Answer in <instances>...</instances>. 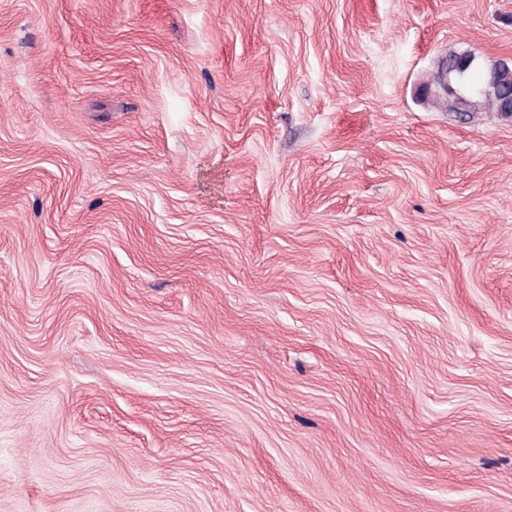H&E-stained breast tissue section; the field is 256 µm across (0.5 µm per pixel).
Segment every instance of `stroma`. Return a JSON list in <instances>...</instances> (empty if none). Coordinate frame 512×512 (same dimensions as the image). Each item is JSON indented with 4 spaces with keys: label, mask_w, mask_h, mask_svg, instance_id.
<instances>
[{
    "label": "stroma",
    "mask_w": 512,
    "mask_h": 512,
    "mask_svg": "<svg viewBox=\"0 0 512 512\" xmlns=\"http://www.w3.org/2000/svg\"><path fill=\"white\" fill-rule=\"evenodd\" d=\"M512 0H0V512H512ZM480 68L474 67L470 69L466 75L458 77L455 79V84L460 88L462 96H456L451 91H444V94L447 96L446 99V107H448V111L450 112H472L478 106L488 107L495 112H503L504 114H511L512 107L509 108L508 105L504 104L499 98H497L494 92H487L481 96H472L468 92L469 87L473 89H480L484 82L475 86L471 82V77L473 73Z\"/></svg>",
    "instance_id": "35a3bbf8"
}]
</instances>
